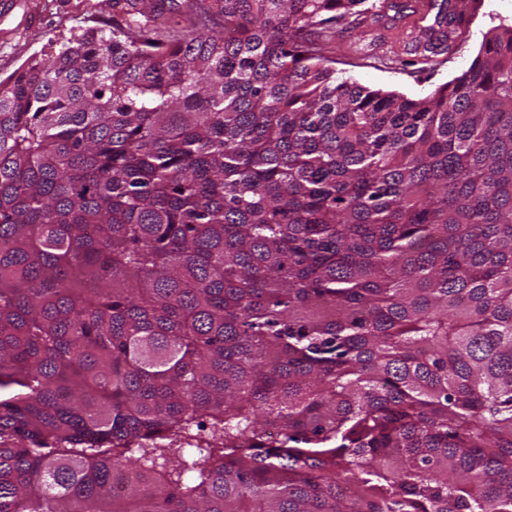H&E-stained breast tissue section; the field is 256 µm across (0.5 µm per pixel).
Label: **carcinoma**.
<instances>
[{"instance_id":"cac0c4a2","label":"carcinoma","mask_w":512,"mask_h":512,"mask_svg":"<svg viewBox=\"0 0 512 512\" xmlns=\"http://www.w3.org/2000/svg\"><path fill=\"white\" fill-rule=\"evenodd\" d=\"M122 1L0 82V512H512V25L412 98Z\"/></svg>"}]
</instances>
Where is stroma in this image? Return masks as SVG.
I'll return each mask as SVG.
<instances>
[{"mask_svg":"<svg viewBox=\"0 0 512 512\" xmlns=\"http://www.w3.org/2000/svg\"><path fill=\"white\" fill-rule=\"evenodd\" d=\"M98 0H11L0 11V81L7 80L32 57L56 50L58 42L82 29L111 23ZM377 9L362 30L342 23L328 32L336 68L344 77L373 89L419 97L467 70L485 33L512 24V0H474L449 53L433 56L424 70L407 63L409 49L422 27L434 21L437 0H411L412 14L397 18L390 0H374Z\"/></svg>","mask_w":512,"mask_h":512,"instance_id":"1","label":"stroma"}]
</instances>
